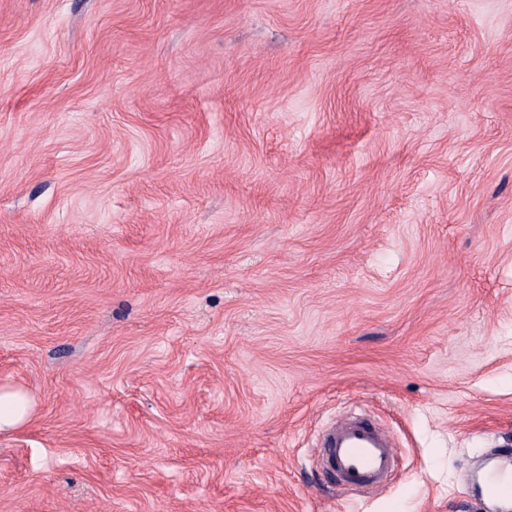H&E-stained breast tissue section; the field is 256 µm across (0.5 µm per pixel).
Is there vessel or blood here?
I'll list each match as a JSON object with an SVG mask.
<instances>
[{"instance_id": "vessel-or-blood-1", "label": "vessel or blood", "mask_w": 512, "mask_h": 512, "mask_svg": "<svg viewBox=\"0 0 512 512\" xmlns=\"http://www.w3.org/2000/svg\"><path fill=\"white\" fill-rule=\"evenodd\" d=\"M317 459L341 485L377 489L387 483L395 470V440L388 429L365 412H350L324 427Z\"/></svg>"}]
</instances>
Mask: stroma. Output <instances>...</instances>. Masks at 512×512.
I'll use <instances>...</instances> for the list:
<instances>
[{"label": "stroma", "instance_id": "1", "mask_svg": "<svg viewBox=\"0 0 512 512\" xmlns=\"http://www.w3.org/2000/svg\"><path fill=\"white\" fill-rule=\"evenodd\" d=\"M0 385V512H491L512 0H0ZM32 410L33 402L26 390L16 386L0 387V433L24 425ZM395 447L388 429L363 411L350 412L324 427L317 459L345 487L378 489L395 470Z\"/></svg>", "mask_w": 512, "mask_h": 512}]
</instances>
